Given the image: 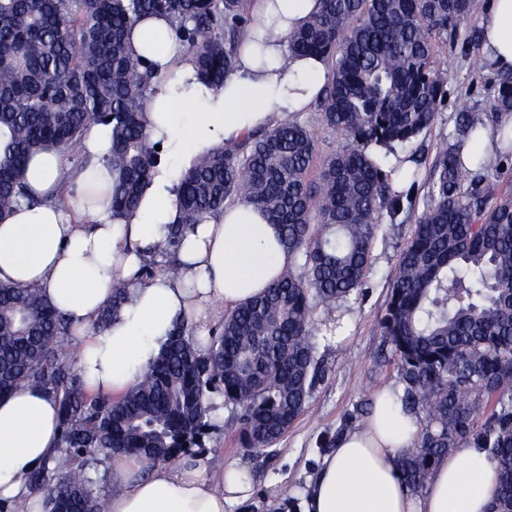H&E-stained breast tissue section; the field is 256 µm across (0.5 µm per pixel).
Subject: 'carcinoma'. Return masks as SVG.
Instances as JSON below:
<instances>
[{
	"instance_id": "cac0c4a2",
	"label": "carcinoma",
	"mask_w": 512,
	"mask_h": 512,
	"mask_svg": "<svg viewBox=\"0 0 512 512\" xmlns=\"http://www.w3.org/2000/svg\"><path fill=\"white\" fill-rule=\"evenodd\" d=\"M482 0H321L288 37V51L330 65L316 103L320 123L346 144L321 160L312 129L291 119L192 157L180 177L178 244L185 230L243 200L281 230L295 262L252 301L224 314L201 338L182 323L144 373L118 398L90 395L65 354L70 323L36 284L0 282V396L19 384L59 404L58 455L29 477L40 512H106L120 487L101 467L115 454L170 461L210 428L208 394L238 408L240 444L261 448L304 412L318 379L312 341L317 307L332 309L365 284L382 219L396 221L419 169L386 171L393 150L435 119L447 73L436 42L455 39ZM162 14L203 82L232 71L247 0H0V215L31 194V154L58 148L85 165L84 134L110 126L112 218L132 213L160 164L145 124L154 71L129 47L139 19ZM492 112L458 114L455 142L439 149L430 203L400 249L381 319L404 384L402 404L425 415L398 456L402 485L425 489L436 463L471 443L499 477L491 512H512V188L485 156L462 155L480 128L512 112V76H497ZM128 295L113 287L97 320L105 328Z\"/></svg>"
}]
</instances>
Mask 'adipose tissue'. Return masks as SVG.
I'll use <instances>...</instances> for the list:
<instances>
[{
  "label": "adipose tissue",
  "mask_w": 512,
  "mask_h": 512,
  "mask_svg": "<svg viewBox=\"0 0 512 512\" xmlns=\"http://www.w3.org/2000/svg\"><path fill=\"white\" fill-rule=\"evenodd\" d=\"M319 8L320 0H253L235 68L219 91L199 80L169 19L140 20L131 47L148 55L158 73L145 108L152 139L178 160L233 145L307 111L329 63L321 56L289 55L287 37ZM480 28L485 58L499 74H512V0H491ZM86 144L90 163L71 180L60 151L28 162L26 181L45 201L0 218V281L40 284L72 324L86 391L118 396L139 381L182 319L205 323L217 304L235 308L285 272L292 258L279 243L278 225L241 202L227 203L220 219L187 230L179 248H171L179 175L165 165L136 213L113 222L106 128L91 125ZM60 192L69 205L56 202ZM171 251L176 271L160 269L138 279L145 260ZM119 281L129 284L127 301L106 328H95ZM402 395L399 384L375 393L368 420L340 436L321 459L296 512H489L498 473L486 450L472 445L455 448L435 465L422 496L402 486L398 454L422 427L419 415L404 410ZM61 431L59 405L43 389L21 386L0 397V504L10 512H29L27 479L57 449ZM111 478L121 491L110 498L108 512H228L253 494L241 468L216 472L200 455L148 474L139 460L117 457Z\"/></svg>",
  "instance_id": "1"
}]
</instances>
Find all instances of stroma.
<instances>
[{"instance_id":"1","label":"stroma","mask_w":512,"mask_h":512,"mask_svg":"<svg viewBox=\"0 0 512 512\" xmlns=\"http://www.w3.org/2000/svg\"><path fill=\"white\" fill-rule=\"evenodd\" d=\"M436 64L447 71L448 82L433 125L384 157L388 165L413 154L424 158L412 191L411 215L398 224H381L365 285L333 311L316 310L320 321L343 318L347 330L339 345L316 336L322 372L303 414L271 446L249 450L238 441L233 406L220 395L209 399L211 428L203 438V452L219 465L233 463L246 469L255 479L252 498L233 506L232 512H276L274 505L280 498L296 500L315 474L317 457L333 448L339 435L368 417L378 388L398 379L392 360L376 357L383 343L381 318L398 252L429 202L431 164L440 146L452 140L458 113L466 109L486 115L495 95V72L486 67L481 51L466 45L463 38L439 46Z\"/></svg>"}]
</instances>
